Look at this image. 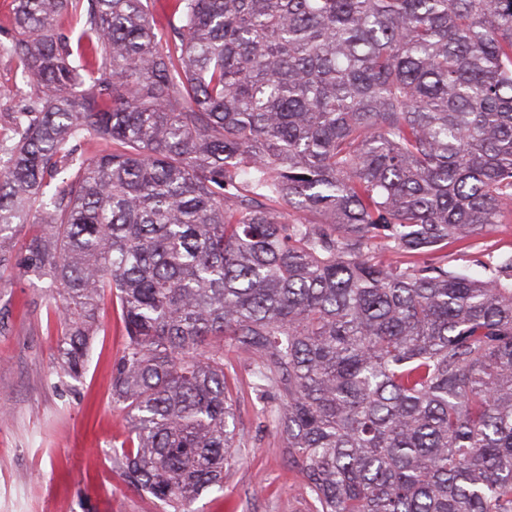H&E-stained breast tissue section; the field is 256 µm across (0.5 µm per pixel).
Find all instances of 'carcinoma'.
<instances>
[{"label": "carcinoma", "mask_w": 512, "mask_h": 512, "mask_svg": "<svg viewBox=\"0 0 512 512\" xmlns=\"http://www.w3.org/2000/svg\"><path fill=\"white\" fill-rule=\"evenodd\" d=\"M16 2L39 95L0 146V276L46 280L75 380L118 301L127 483L163 512L224 486L229 340L316 512H512V274L375 252L512 209V0H165L164 46L143 0Z\"/></svg>", "instance_id": "carcinoma-1"}]
</instances>
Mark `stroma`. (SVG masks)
Here are the masks:
<instances>
[{
  "mask_svg": "<svg viewBox=\"0 0 512 512\" xmlns=\"http://www.w3.org/2000/svg\"><path fill=\"white\" fill-rule=\"evenodd\" d=\"M14 0H0V144L15 140L16 118L36 87L9 53L16 31ZM449 268L479 278L505 274L512 259V223L497 224L473 245L448 241L435 254ZM45 284L33 275L0 276V512H160L127 484L112 461L125 436L123 412L108 389L124 344L116 308L105 312L86 374H57L60 326ZM251 359L224 344V373L234 400L240 449L224 474L223 490L209 489L196 512H315L297 465L271 415L282 401L253 386Z\"/></svg>",
  "mask_w": 512,
  "mask_h": 512,
  "instance_id": "obj_1",
  "label": "stroma"
}]
</instances>
